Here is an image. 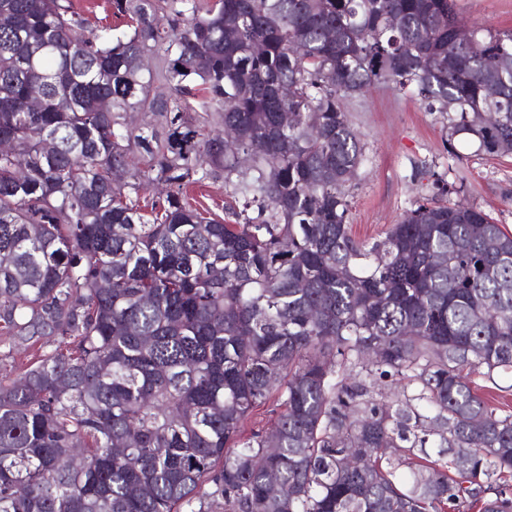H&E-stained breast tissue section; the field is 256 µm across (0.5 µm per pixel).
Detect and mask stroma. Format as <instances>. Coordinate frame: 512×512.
Segmentation results:
<instances>
[{
    "mask_svg": "<svg viewBox=\"0 0 512 512\" xmlns=\"http://www.w3.org/2000/svg\"><path fill=\"white\" fill-rule=\"evenodd\" d=\"M460 22L494 32L512 31V0H457ZM364 149V161L348 186V224L353 238H383L391 224L422 198L460 202L489 214L512 233V156L491 157L464 135L449 137L446 122L416 93L384 84L345 101ZM460 161H453V154ZM456 165L458 192L438 189ZM476 389L500 414H512V372L472 377Z\"/></svg>",
    "mask_w": 512,
    "mask_h": 512,
    "instance_id": "obj_1",
    "label": "stroma"
}]
</instances>
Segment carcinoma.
Masks as SVG:
<instances>
[{
  "label": "carcinoma",
  "mask_w": 512,
  "mask_h": 512,
  "mask_svg": "<svg viewBox=\"0 0 512 512\" xmlns=\"http://www.w3.org/2000/svg\"><path fill=\"white\" fill-rule=\"evenodd\" d=\"M111 6L118 34L0 0V512H512L482 485L512 473V415L469 380L512 368V234L430 199L353 239L343 108L412 90L512 154V32L455 0ZM219 170L231 221L183 198Z\"/></svg>",
  "instance_id": "carcinoma-1"
}]
</instances>
